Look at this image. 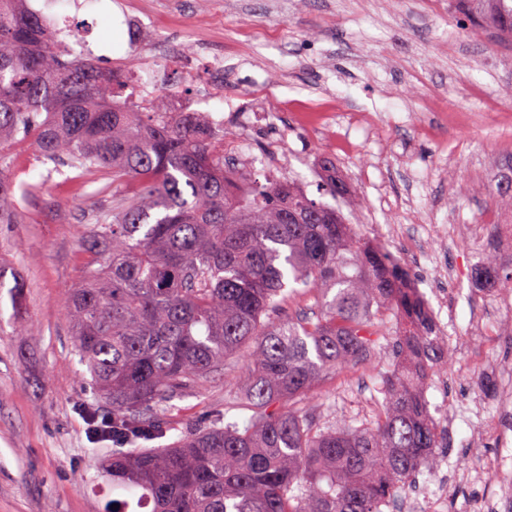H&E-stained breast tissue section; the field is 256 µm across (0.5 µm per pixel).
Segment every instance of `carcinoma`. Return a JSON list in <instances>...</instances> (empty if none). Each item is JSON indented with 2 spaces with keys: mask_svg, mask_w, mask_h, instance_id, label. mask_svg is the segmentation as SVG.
<instances>
[{
  "mask_svg": "<svg viewBox=\"0 0 512 512\" xmlns=\"http://www.w3.org/2000/svg\"><path fill=\"white\" fill-rule=\"evenodd\" d=\"M468 33L512 43V0H456ZM70 31L0 0V224L17 220L5 149L18 136L74 182L100 172L127 187L83 227V282L67 306L74 352L108 426L129 447L103 473L106 512H381L396 486L437 466V429L420 382L451 353L411 324L384 343L390 316L416 306L389 258L350 233L336 208L271 175L233 179L216 132L199 112L146 109L117 70L69 52ZM512 204V159L493 173ZM305 210L312 224H286ZM485 288L512 283L488 252ZM304 292L310 312L279 315ZM391 347L393 367L373 397L376 421H319L306 408L325 376ZM248 352L224 415L161 448H133L168 431L164 406L201 392ZM233 411L251 412L244 421Z\"/></svg>",
  "mask_w": 512,
  "mask_h": 512,
  "instance_id": "carcinoma-1",
  "label": "carcinoma"
}]
</instances>
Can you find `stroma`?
I'll list each match as a JSON object with an SVG mask.
<instances>
[{
	"mask_svg": "<svg viewBox=\"0 0 512 512\" xmlns=\"http://www.w3.org/2000/svg\"><path fill=\"white\" fill-rule=\"evenodd\" d=\"M66 19L89 41L96 62L130 76L159 74L182 109L205 93H224L229 136L243 138L267 171L321 196L319 160L331 157L348 196L332 204L357 238L383 248L414 288L453 352L444 374L425 381L436 418L440 472L421 468L408 485L448 488L447 512H502L496 434L499 401L512 389V286L486 292L474 280L478 256L447 245L458 275L446 289L452 319L440 314L443 290L428 248L411 254L401 224H466L502 266L512 265L489 224H512L492 191L496 164L512 156V44L470 37L452 0H32ZM155 29L130 48L128 11ZM19 218L0 224V512H103L109 490L101 464L111 442H92L83 410L94 390L72 348L65 316L69 289L90 256L83 224L112 204L94 186L64 182L27 141L13 149ZM22 290H14L15 281ZM25 325L16 335V325ZM389 361L376 354L331 375L308 406L320 420H371V397ZM232 382L216 376L198 394L173 400L169 437L209 425L224 412Z\"/></svg>",
	"mask_w": 512,
	"mask_h": 512,
	"instance_id": "obj_1",
	"label": "stroma"
}]
</instances>
